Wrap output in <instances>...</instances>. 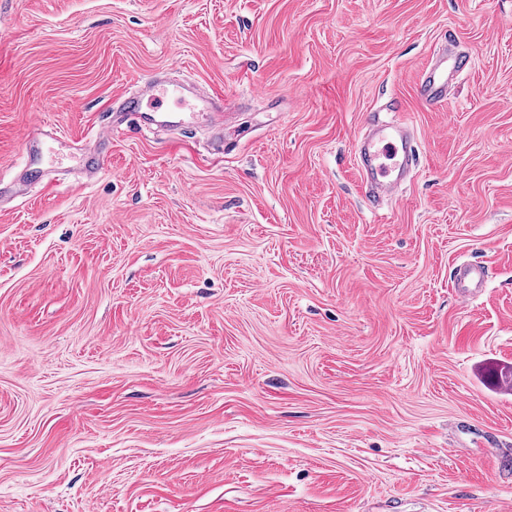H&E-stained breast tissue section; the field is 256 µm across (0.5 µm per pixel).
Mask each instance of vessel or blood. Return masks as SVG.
<instances>
[{
    "instance_id": "1",
    "label": "vessel or blood",
    "mask_w": 512,
    "mask_h": 512,
    "mask_svg": "<svg viewBox=\"0 0 512 512\" xmlns=\"http://www.w3.org/2000/svg\"><path fill=\"white\" fill-rule=\"evenodd\" d=\"M469 65L468 57L438 53L422 72L418 84L421 98L432 105L445 103L449 79L467 70ZM140 95L175 103V110L157 109V117L153 121L156 127L171 133L189 125L199 113L212 120L224 116L223 95L193 97L182 83L176 81L148 82ZM54 138L52 129L45 127L29 133L24 154L26 170L50 177L53 168L46 160V146ZM416 152L417 140L406 122L376 119L369 123L355 143L356 168L366 197L375 203L400 187L414 164ZM454 286L461 299H469L472 290L486 286L483 267L473 264L459 266Z\"/></svg>"
}]
</instances>
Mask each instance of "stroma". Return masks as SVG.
<instances>
[{
	"label": "stroma",
	"instance_id": "obj_1",
	"mask_svg": "<svg viewBox=\"0 0 512 512\" xmlns=\"http://www.w3.org/2000/svg\"><path fill=\"white\" fill-rule=\"evenodd\" d=\"M439 49L472 65L436 108ZM173 67L223 129L103 140ZM374 116L419 153L375 212ZM40 124L55 184L0 207V512H512V0H0V185ZM486 287L484 268L479 265L463 264L457 270V279L454 288L463 300H469L472 290Z\"/></svg>",
	"mask_w": 512,
	"mask_h": 512
}]
</instances>
